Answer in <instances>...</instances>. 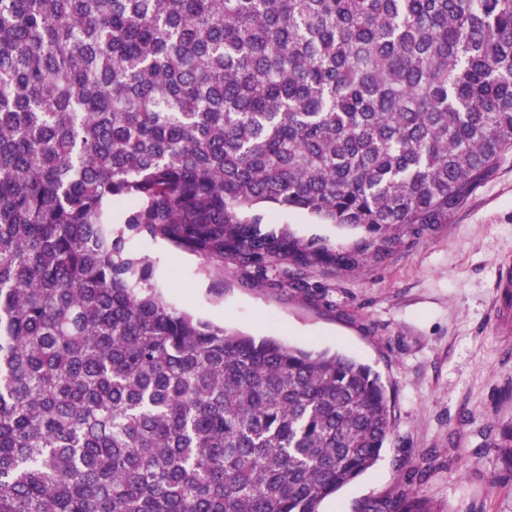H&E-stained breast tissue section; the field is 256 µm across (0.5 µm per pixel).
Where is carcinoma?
Here are the masks:
<instances>
[{
    "label": "carcinoma",
    "mask_w": 512,
    "mask_h": 512,
    "mask_svg": "<svg viewBox=\"0 0 512 512\" xmlns=\"http://www.w3.org/2000/svg\"><path fill=\"white\" fill-rule=\"evenodd\" d=\"M511 151L512 0H0V512H320L394 432L379 374L177 309L126 233L354 271ZM264 215L263 229H285L291 236L302 240L321 239L335 250L352 249L364 240L362 233L321 223L300 211L270 208L264 211Z\"/></svg>",
    "instance_id": "cac0c4a2"
}]
</instances>
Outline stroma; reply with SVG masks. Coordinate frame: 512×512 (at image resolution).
Returning <instances> with one entry per match:
<instances>
[{"instance_id": "stroma-1", "label": "stroma", "mask_w": 512, "mask_h": 512, "mask_svg": "<svg viewBox=\"0 0 512 512\" xmlns=\"http://www.w3.org/2000/svg\"><path fill=\"white\" fill-rule=\"evenodd\" d=\"M264 215L265 228L333 249L363 241L300 211ZM126 249L149 257L152 286L178 309L231 332L337 349L379 374L395 431L376 465L322 512H357L429 456L417 490L430 512H512V475L486 448L489 427L512 423V310L497 313L495 288L500 260L512 255V153L447 223L354 272L207 263L147 235L130 236ZM298 276L308 291L291 287Z\"/></svg>"}]
</instances>
